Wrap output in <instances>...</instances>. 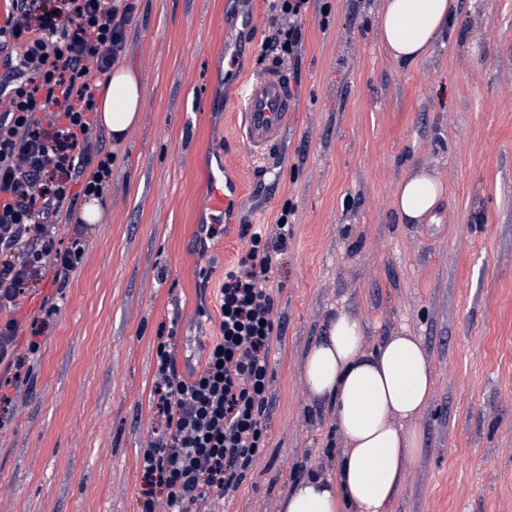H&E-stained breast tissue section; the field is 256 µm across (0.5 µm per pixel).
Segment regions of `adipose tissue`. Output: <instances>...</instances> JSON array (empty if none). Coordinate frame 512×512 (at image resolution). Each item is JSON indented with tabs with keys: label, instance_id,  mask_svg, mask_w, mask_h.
Listing matches in <instances>:
<instances>
[{
	"label": "adipose tissue",
	"instance_id": "obj_1",
	"mask_svg": "<svg viewBox=\"0 0 512 512\" xmlns=\"http://www.w3.org/2000/svg\"><path fill=\"white\" fill-rule=\"evenodd\" d=\"M450 17V0H382L381 42L394 59L419 61L442 38ZM142 100L135 72L115 65L97 108L113 141H124L139 123ZM443 195V184L421 171L400 183L396 208L403 219L419 224L432 217ZM305 380L315 399L332 403L343 447L335 477L300 480L280 512H342L346 507L387 512L407 462L421 447L416 422L432 394V372L421 343L401 334L364 352L361 322L340 312L308 352Z\"/></svg>",
	"mask_w": 512,
	"mask_h": 512
}]
</instances>
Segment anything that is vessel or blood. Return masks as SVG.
Segmentation results:
<instances>
[{
    "label": "vessel or blood",
    "mask_w": 512,
    "mask_h": 512,
    "mask_svg": "<svg viewBox=\"0 0 512 512\" xmlns=\"http://www.w3.org/2000/svg\"><path fill=\"white\" fill-rule=\"evenodd\" d=\"M298 108L294 86L286 70L273 66L245 86L238 113L237 139L251 157L262 159L278 145ZM202 208L218 216L236 201L240 184H228L223 174H211Z\"/></svg>",
    "instance_id": "vessel-or-blood-1"
}]
</instances>
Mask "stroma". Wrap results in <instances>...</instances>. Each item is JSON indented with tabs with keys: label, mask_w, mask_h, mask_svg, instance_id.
<instances>
[{
	"label": "stroma",
	"mask_w": 512,
	"mask_h": 512,
	"mask_svg": "<svg viewBox=\"0 0 512 512\" xmlns=\"http://www.w3.org/2000/svg\"><path fill=\"white\" fill-rule=\"evenodd\" d=\"M380 4L311 0L299 109L257 167L234 109L240 81L266 67L270 0H139L122 62L145 88L141 120L120 143L101 133L112 177L67 286L44 280L14 312L19 345L33 317L44 329L27 385L0 364L14 400L0 512H144L159 339L171 335L180 374L201 370L217 289L251 247L242 225L268 233L283 215L263 446L211 512H280L297 480L335 476L334 411L311 396L304 361L340 308L366 350L416 336L432 370L422 448L388 512H512V0H456L448 35L412 64L382 46ZM221 165L242 194L204 240L199 200ZM419 169L445 187L431 224L395 207Z\"/></svg>",
	"instance_id": "stroma-1"
}]
</instances>
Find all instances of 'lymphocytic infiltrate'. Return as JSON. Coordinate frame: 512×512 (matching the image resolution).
<instances>
[{
    "mask_svg": "<svg viewBox=\"0 0 512 512\" xmlns=\"http://www.w3.org/2000/svg\"><path fill=\"white\" fill-rule=\"evenodd\" d=\"M0 12V362L27 381L40 348H19L12 313L45 278L66 286L83 254L79 199L102 197L112 154L96 131L97 94L123 57L137 0H4ZM310 0H274L262 57L297 68ZM68 225L70 242L58 233ZM251 248L217 292L219 335L202 370L181 375L157 347V427L144 449L146 512H192L241 484L260 452L270 356L281 328L268 287L272 256Z\"/></svg>",
    "mask_w": 512,
    "mask_h": 512,
    "instance_id": "f902f5d3",
    "label": "lymphocytic infiltrate"
}]
</instances>
